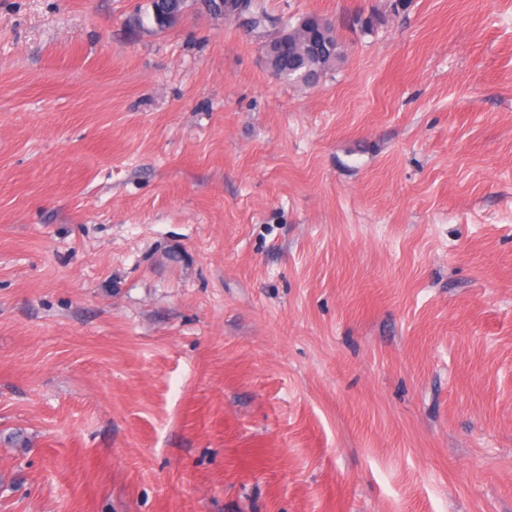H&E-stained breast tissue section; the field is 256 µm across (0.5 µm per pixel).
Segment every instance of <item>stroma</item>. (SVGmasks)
I'll return each instance as SVG.
<instances>
[{
    "label": "stroma",
    "instance_id": "1",
    "mask_svg": "<svg viewBox=\"0 0 512 512\" xmlns=\"http://www.w3.org/2000/svg\"><path fill=\"white\" fill-rule=\"evenodd\" d=\"M266 3L0 0V512H512V0ZM185 5V2L178 0H150L148 9L139 21L144 24L146 19L157 30L169 28L180 17ZM225 1L226 7L223 6V10L215 14L236 22L247 31L251 24L252 31L258 38L271 37L276 34L277 25L272 21H278V25L288 28L290 31L288 42L281 45L280 54L273 65L277 75L282 79L308 87L314 86L340 56L339 42L332 26L323 31V53L320 56H313L307 51V35L312 28L308 19L312 16L302 19L293 26L288 18L271 16L267 11L265 0H253L246 3L252 16L249 23V17L243 9V0ZM270 17L273 18L270 19Z\"/></svg>",
    "mask_w": 512,
    "mask_h": 512
}]
</instances>
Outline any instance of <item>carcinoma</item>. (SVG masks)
Returning a JSON list of instances; mask_svg holds the SVG:
<instances>
[{"mask_svg":"<svg viewBox=\"0 0 512 512\" xmlns=\"http://www.w3.org/2000/svg\"><path fill=\"white\" fill-rule=\"evenodd\" d=\"M184 6L185 3L181 0H150L143 18L153 28L163 30L177 21ZM246 7L252 16L250 21L252 31L257 37L266 38L275 35L279 24L290 31L288 41L281 45L280 54L274 61V69L280 78L308 87L314 86L324 75L325 70L340 56L339 42L334 28L330 27L323 31V53L313 56L307 51V35L312 28L308 19L304 18L294 25L290 19L280 18L275 25L270 22L265 0H249Z\"/></svg>","mask_w":512,"mask_h":512,"instance_id":"1","label":"carcinoma"}]
</instances>
